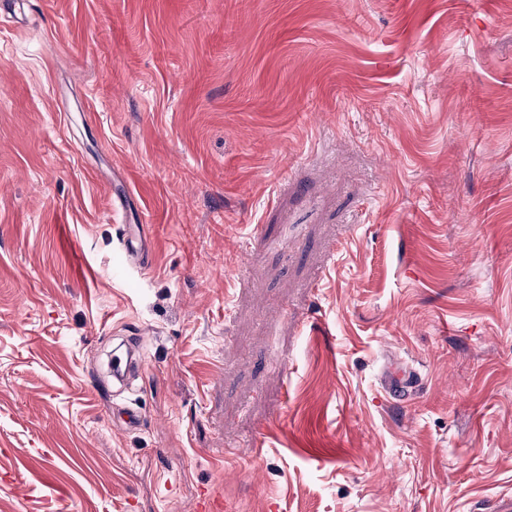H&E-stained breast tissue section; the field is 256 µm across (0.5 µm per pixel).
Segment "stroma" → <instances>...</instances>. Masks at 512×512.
Listing matches in <instances>:
<instances>
[{
	"mask_svg": "<svg viewBox=\"0 0 512 512\" xmlns=\"http://www.w3.org/2000/svg\"><path fill=\"white\" fill-rule=\"evenodd\" d=\"M204 492L512 495V0H0V512ZM117 357L116 367L112 366V375L118 381H123L131 368L142 363L143 355L139 345L133 343L117 346L112 354V359ZM380 383L389 398L406 402L415 392L416 378L405 366L389 363L384 367Z\"/></svg>",
	"mask_w": 512,
	"mask_h": 512,
	"instance_id": "35a3bbf8",
	"label": "stroma"
}]
</instances>
